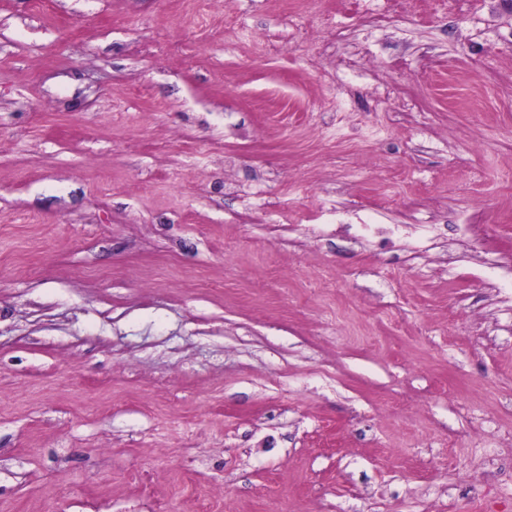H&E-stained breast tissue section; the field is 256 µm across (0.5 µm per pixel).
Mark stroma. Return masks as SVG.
I'll use <instances>...</instances> for the list:
<instances>
[{
    "label": "stroma",
    "instance_id": "1",
    "mask_svg": "<svg viewBox=\"0 0 512 512\" xmlns=\"http://www.w3.org/2000/svg\"><path fill=\"white\" fill-rule=\"evenodd\" d=\"M356 3L0 0V512H512V0Z\"/></svg>",
    "mask_w": 512,
    "mask_h": 512
}]
</instances>
